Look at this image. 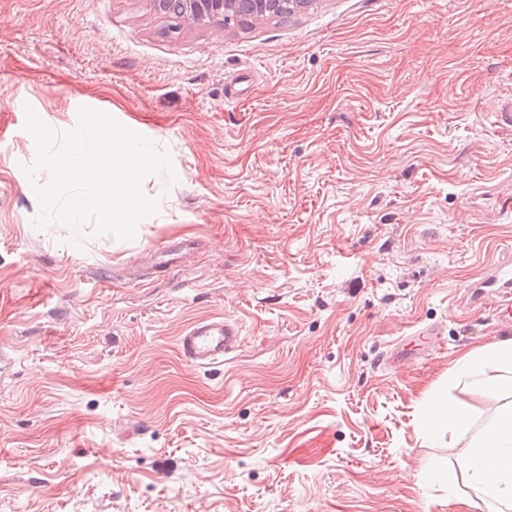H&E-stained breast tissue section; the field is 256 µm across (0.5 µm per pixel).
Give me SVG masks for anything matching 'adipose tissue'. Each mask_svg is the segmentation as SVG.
<instances>
[{"label":"adipose tissue","instance_id":"adipose-tissue-1","mask_svg":"<svg viewBox=\"0 0 512 512\" xmlns=\"http://www.w3.org/2000/svg\"><path fill=\"white\" fill-rule=\"evenodd\" d=\"M493 364L512 366V340L464 353L448 371L449 383L478 376L499 395L501 406L481 429H474L472 414L465 406L441 396L424 404V417L434 430L467 437L468 442L461 472L450 471L440 462L425 470L421 478L450 487L464 480L474 492L464 502L467 512H512V374L482 377L483 368Z\"/></svg>","mask_w":512,"mask_h":512}]
</instances>
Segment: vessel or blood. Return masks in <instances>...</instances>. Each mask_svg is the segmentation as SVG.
I'll list each match as a JSON object with an SVG mask.
<instances>
[{
	"instance_id": "obj_1",
	"label": "vessel or blood",
	"mask_w": 512,
	"mask_h": 512,
	"mask_svg": "<svg viewBox=\"0 0 512 512\" xmlns=\"http://www.w3.org/2000/svg\"><path fill=\"white\" fill-rule=\"evenodd\" d=\"M478 287L483 298L492 300L496 318L512 323V248L501 250ZM241 345L239 324L224 317L205 318L190 324L178 338L182 356L198 365H216Z\"/></svg>"
}]
</instances>
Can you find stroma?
Segmentation results:
<instances>
[{
    "instance_id": "35a3bbf8",
    "label": "stroma",
    "mask_w": 512,
    "mask_h": 512,
    "mask_svg": "<svg viewBox=\"0 0 512 512\" xmlns=\"http://www.w3.org/2000/svg\"><path fill=\"white\" fill-rule=\"evenodd\" d=\"M165 25L153 0H0V512H449L471 489L419 475L464 444L422 406L484 424L497 396L448 370L512 339L467 292L512 246V0ZM29 106L169 150L134 240L34 227ZM219 316L240 348L186 361ZM241 345L239 324L224 317L200 319L178 337L182 356L197 366L216 365ZM424 417L435 431H448L451 438L466 436L473 428L471 411L441 396L425 402Z\"/></svg>"
}]
</instances>
